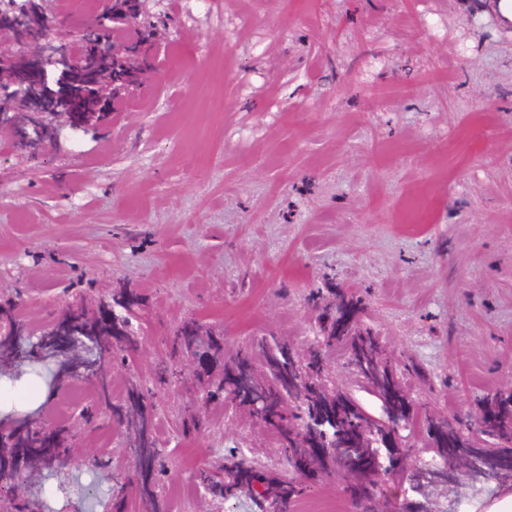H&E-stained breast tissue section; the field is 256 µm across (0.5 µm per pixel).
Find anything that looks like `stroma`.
I'll return each mask as SVG.
<instances>
[{
    "label": "stroma",
    "mask_w": 512,
    "mask_h": 512,
    "mask_svg": "<svg viewBox=\"0 0 512 512\" xmlns=\"http://www.w3.org/2000/svg\"><path fill=\"white\" fill-rule=\"evenodd\" d=\"M161 49L122 111L73 144L32 159L0 136V305L31 331L85 296L90 312L124 290L139 346L112 371V400L150 382L166 338L194 321L224 347L207 369L184 368L151 410L168 472L162 512H260L283 471L277 419L249 423L250 402L206 407L210 429L184 436L179 407L225 357L263 379L259 342L322 367V415L347 411L388 429L379 456L338 484L325 454L293 471L304 498L357 512H481L511 481L440 482L411 492L418 466L461 457L498 468L496 437L512 399V27L487 0H158ZM209 68L224 94L213 115L193 81ZM429 201L421 229L409 209ZM335 322L336 340L315 333ZM370 330L392 384H356L343 365L351 328ZM41 424L91 385L59 387L40 366ZM106 472L63 469L46 480L44 512H145L118 478L140 465L105 424L81 427ZM260 460L235 482L237 452ZM223 455V496L196 484Z\"/></svg>",
    "instance_id": "obj_1"
}]
</instances>
